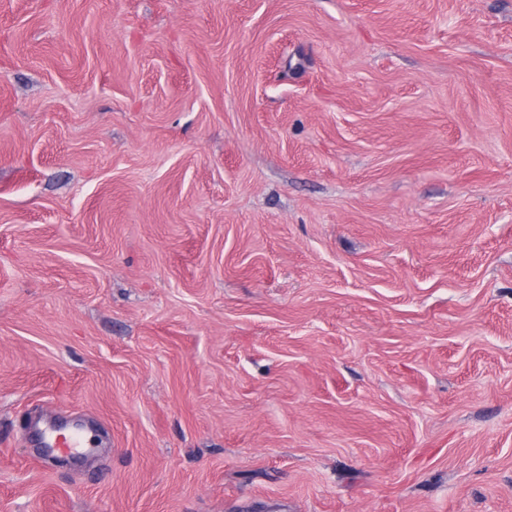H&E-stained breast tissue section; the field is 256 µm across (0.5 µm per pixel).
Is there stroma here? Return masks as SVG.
Returning <instances> with one entry per match:
<instances>
[{
	"mask_svg": "<svg viewBox=\"0 0 512 512\" xmlns=\"http://www.w3.org/2000/svg\"><path fill=\"white\" fill-rule=\"evenodd\" d=\"M0 512H512V0H0Z\"/></svg>",
	"mask_w": 512,
	"mask_h": 512,
	"instance_id": "obj_1",
	"label": "stroma"
}]
</instances>
